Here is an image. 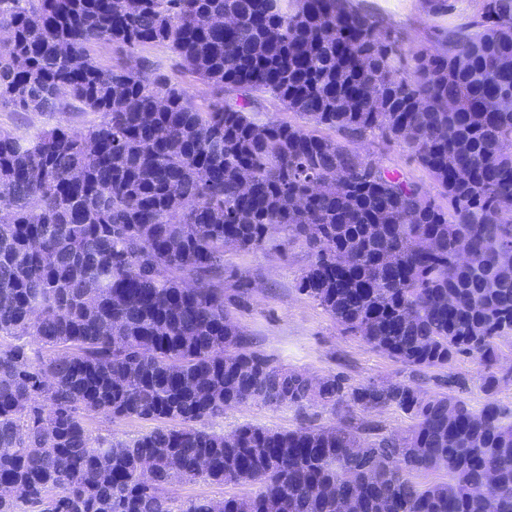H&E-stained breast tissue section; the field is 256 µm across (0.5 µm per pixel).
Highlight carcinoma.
<instances>
[{
	"instance_id": "obj_1",
	"label": "carcinoma",
	"mask_w": 512,
	"mask_h": 512,
	"mask_svg": "<svg viewBox=\"0 0 512 512\" xmlns=\"http://www.w3.org/2000/svg\"><path fill=\"white\" fill-rule=\"evenodd\" d=\"M425 7L455 12L454 0ZM224 15L236 25L211 22ZM1 28L0 108L91 113L82 137L104 152L62 123L0 129V485L25 490L0 495V512H341L356 487L354 512L378 500L512 512V411L495 399L512 383L497 352L512 336V263L500 261L512 249V99L496 105L512 95V0H479L434 29L433 50H402L398 30L350 0H0ZM99 44L113 48L108 67L91 55ZM149 47L212 88L208 111ZM265 95L304 123L262 115ZM374 96L383 111L368 108ZM372 134L404 145L440 198L359 153ZM245 172L264 192L242 208ZM336 176L339 192H311ZM230 227L243 250L304 241L314 260L299 290L413 379L315 384L251 349L226 309L246 288L224 296ZM186 281L197 288L183 292ZM458 357L483 368L478 408L416 383ZM255 402L320 404L337 422L206 426ZM389 408L413 420L407 434L358 418ZM449 408L451 430L438 421ZM96 415L156 426L97 438ZM199 456L208 469L194 468ZM437 471L448 481L412 480ZM198 480L259 489L170 493Z\"/></svg>"
}]
</instances>
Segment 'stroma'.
<instances>
[{"label": "stroma", "instance_id": "1", "mask_svg": "<svg viewBox=\"0 0 512 512\" xmlns=\"http://www.w3.org/2000/svg\"><path fill=\"white\" fill-rule=\"evenodd\" d=\"M354 5L378 13L383 23L401 28L406 47L432 46L431 33L437 19L428 15L423 0H353ZM362 152L373 155L388 167L403 170L421 182L431 194L439 189L429 174L415 164L402 145L367 138ZM313 255L301 241L279 250L224 251V290L232 292L236 280L249 282L245 301L231 305L232 320L247 336L253 349L268 356L279 367L316 377L343 376L348 385L370 382L406 381L411 371L401 362L367 346L359 337L344 334L323 308L299 290V281ZM419 384L428 393H447L481 405V368L472 359L461 357L444 368L425 370ZM335 416L330 408H309L306 416L291 409L252 403L225 411L217 427L231 431L251 424L277 430H292L301 422L326 425Z\"/></svg>", "mask_w": 512, "mask_h": 512}]
</instances>
